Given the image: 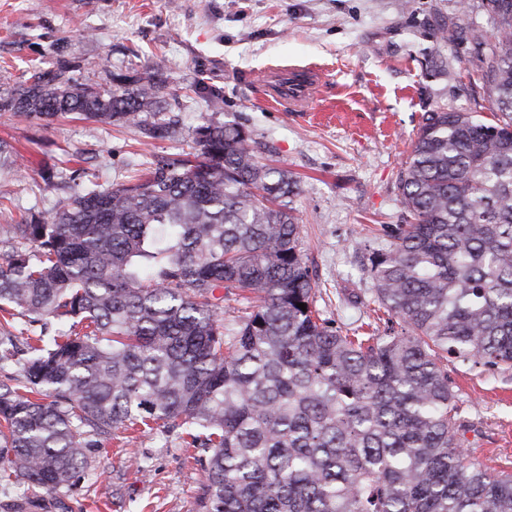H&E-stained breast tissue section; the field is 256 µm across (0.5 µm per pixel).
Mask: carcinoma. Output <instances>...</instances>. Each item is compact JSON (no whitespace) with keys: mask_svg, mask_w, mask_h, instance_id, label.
<instances>
[{"mask_svg":"<svg viewBox=\"0 0 512 512\" xmlns=\"http://www.w3.org/2000/svg\"><path fill=\"white\" fill-rule=\"evenodd\" d=\"M487 7L492 38L460 22L468 0L440 38L471 46L496 115L423 114L399 174L408 223L372 257L383 336L322 317L288 207L298 185L240 127L203 124L192 160L1 224L0 311L69 328L27 337L22 361L0 336V489L71 491L102 437L144 426L206 452L197 512H512V475L462 451L447 367L512 366V0ZM166 86L39 68L0 112L159 141L172 127L143 113ZM226 294L246 301L228 322Z\"/></svg>","mask_w":512,"mask_h":512,"instance_id":"carcinoma-1","label":"carcinoma"}]
</instances>
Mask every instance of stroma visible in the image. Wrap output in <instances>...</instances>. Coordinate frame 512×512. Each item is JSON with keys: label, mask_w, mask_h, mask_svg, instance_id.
Returning a JSON list of instances; mask_svg holds the SVG:
<instances>
[{"label": "stroma", "mask_w": 512, "mask_h": 512, "mask_svg": "<svg viewBox=\"0 0 512 512\" xmlns=\"http://www.w3.org/2000/svg\"><path fill=\"white\" fill-rule=\"evenodd\" d=\"M459 0H0V85L32 68L67 62L81 83L114 74L167 76L165 104L148 121L172 123L156 143L135 128L65 115L35 123L0 112V141L18 171L0 173V224L57 210L92 185L127 183L155 159L193 152L208 122L240 126L261 162L287 169L299 192L290 206L316 283V307L342 331L371 313L370 258L386 250L388 226L404 223L398 189L424 112L475 110L483 93L467 45L437 27ZM313 66L323 77L315 110L301 117L264 99L277 67ZM219 92L210 107L208 91ZM54 168V185L41 177ZM471 462L512 472V368L452 359ZM136 453L144 471L129 468ZM196 449L154 431L131 444L110 437L90 476L70 492L44 494L40 510L0 496V512H196L205 471Z\"/></svg>", "instance_id": "stroma-1"}]
</instances>
